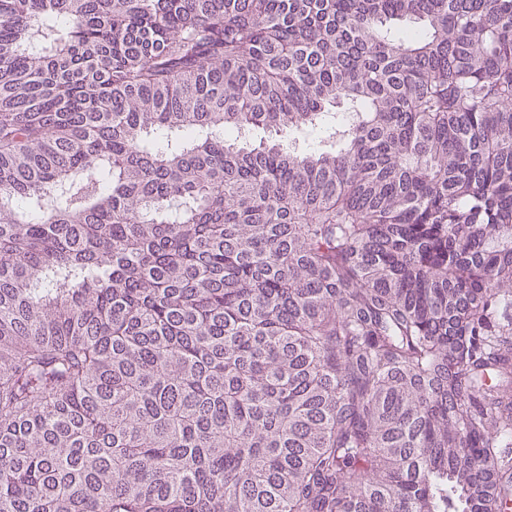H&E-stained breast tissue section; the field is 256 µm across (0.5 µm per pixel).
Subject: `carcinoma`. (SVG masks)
Wrapping results in <instances>:
<instances>
[{"mask_svg":"<svg viewBox=\"0 0 512 512\" xmlns=\"http://www.w3.org/2000/svg\"><path fill=\"white\" fill-rule=\"evenodd\" d=\"M505 379L512 0H0V512H500Z\"/></svg>","mask_w":512,"mask_h":512,"instance_id":"obj_1","label":"carcinoma"}]
</instances>
